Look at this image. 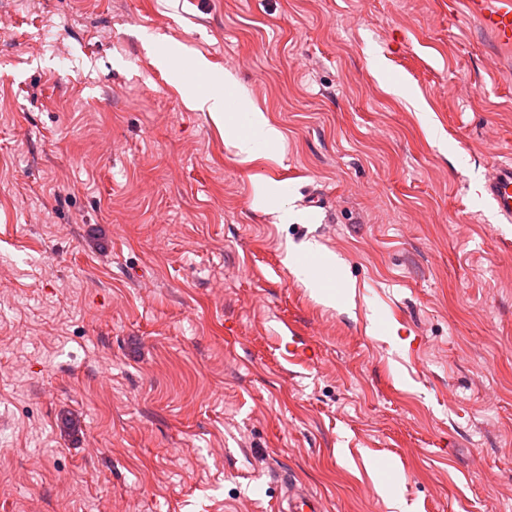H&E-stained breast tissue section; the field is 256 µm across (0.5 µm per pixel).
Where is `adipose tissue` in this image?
<instances>
[{
    "label": "adipose tissue",
    "mask_w": 512,
    "mask_h": 512,
    "mask_svg": "<svg viewBox=\"0 0 512 512\" xmlns=\"http://www.w3.org/2000/svg\"><path fill=\"white\" fill-rule=\"evenodd\" d=\"M191 102L194 109L208 113L217 126L233 132L235 146L243 157H251L260 145H273L281 139L280 131L249 103L240 102L237 111H226L220 84L193 90Z\"/></svg>",
    "instance_id": "obj_1"
}]
</instances>
